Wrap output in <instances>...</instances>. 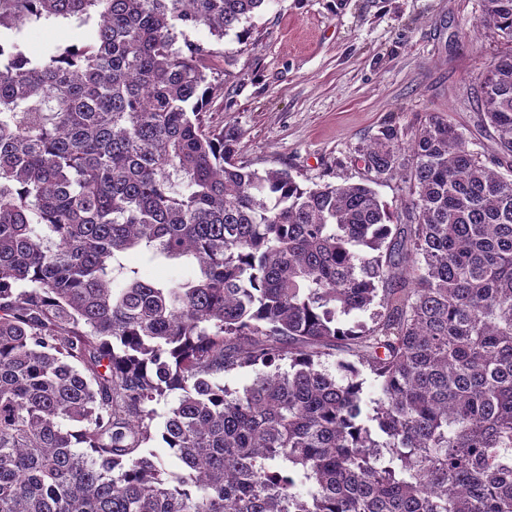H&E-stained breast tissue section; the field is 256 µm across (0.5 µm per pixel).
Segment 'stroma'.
Instances as JSON below:
<instances>
[{
	"label": "stroma",
	"mask_w": 512,
	"mask_h": 512,
	"mask_svg": "<svg viewBox=\"0 0 512 512\" xmlns=\"http://www.w3.org/2000/svg\"><path fill=\"white\" fill-rule=\"evenodd\" d=\"M484 0H269L248 33L210 48V127L234 125L238 157L252 170L288 169L304 187L364 182L361 150L383 128L410 145L417 128L444 115L468 149L492 156L471 93L507 40L482 27ZM91 28L74 21L24 24L28 54L82 45ZM147 280L185 278L189 268L145 251L124 258Z\"/></svg>",
	"instance_id": "1"
}]
</instances>
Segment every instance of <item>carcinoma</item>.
Instances as JSON below:
<instances>
[{"label":"carcinoma","mask_w":512,"mask_h":512,"mask_svg":"<svg viewBox=\"0 0 512 512\" xmlns=\"http://www.w3.org/2000/svg\"><path fill=\"white\" fill-rule=\"evenodd\" d=\"M265 2L0 0V512H512V177L441 116L363 149L398 213L238 164L186 31ZM59 19L92 39L29 57ZM482 26L512 42V0ZM473 103L512 174V49ZM137 247L194 274L133 278ZM90 25H80L74 21L50 20L30 22L22 26L20 37L25 43L28 54L34 58L42 57L49 45H82L91 35ZM368 184L376 189L380 200L386 203L390 209H394L396 205L399 206L400 202L407 199L410 194L409 184L399 177L379 180L377 184Z\"/></svg>","instance_id":"1"}]
</instances>
